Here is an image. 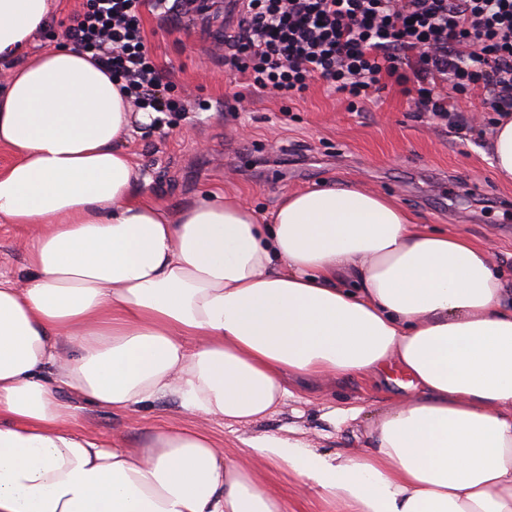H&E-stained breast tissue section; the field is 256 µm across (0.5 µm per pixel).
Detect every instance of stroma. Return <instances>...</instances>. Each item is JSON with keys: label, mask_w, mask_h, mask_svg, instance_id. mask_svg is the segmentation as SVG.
Masks as SVG:
<instances>
[{"label": "stroma", "mask_w": 512, "mask_h": 512, "mask_svg": "<svg viewBox=\"0 0 512 512\" xmlns=\"http://www.w3.org/2000/svg\"><path fill=\"white\" fill-rule=\"evenodd\" d=\"M197 23L165 15L144 18L154 54L173 73L185 111L166 124L133 132L128 148L140 180L168 208L206 191L240 197L270 213L282 195L323 184L352 185L380 193L415 223L458 231L486 247L512 289V184L499 182L491 166L489 127L479 101L466 103L474 128L455 137L410 112L406 98L389 88L371 93L363 111H349L323 86L305 100L289 102L266 90L248 94L232 109L238 87L224 72V6L198 12ZM32 230L0 224V275L23 283ZM387 377L354 376L308 382L296 397L251 425L192 417L163 399L120 414L90 405L77 411L78 431L117 446L144 442L164 423L206 430L231 457L247 459L246 439H296L326 452L366 449L374 421L384 410ZM356 408L355 419L341 411ZM259 478L278 489L289 512H329L317 492L291 471L253 464Z\"/></svg>", "instance_id": "1"}]
</instances>
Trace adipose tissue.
<instances>
[{
  "label": "adipose tissue",
  "mask_w": 512,
  "mask_h": 512,
  "mask_svg": "<svg viewBox=\"0 0 512 512\" xmlns=\"http://www.w3.org/2000/svg\"><path fill=\"white\" fill-rule=\"evenodd\" d=\"M50 9L0 0V223L36 230L24 286L0 278V512H288L206 432L122 448L75 429L78 403L247 425L291 381L391 365L415 393L372 451L250 454L336 512H512V306L488 251L348 186L287 194L266 224L217 192L163 210L128 150L153 113L74 47L26 56Z\"/></svg>",
  "instance_id": "obj_1"
}]
</instances>
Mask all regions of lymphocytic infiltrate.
<instances>
[{
    "mask_svg": "<svg viewBox=\"0 0 512 512\" xmlns=\"http://www.w3.org/2000/svg\"><path fill=\"white\" fill-rule=\"evenodd\" d=\"M182 0H83L67 39L106 66L136 109H184L169 69L158 64L144 13L169 14ZM230 78L289 101L314 84L348 104L398 87L414 111L466 136L460 103L481 100L512 114V0H243L224 41Z\"/></svg>",
    "mask_w": 512,
    "mask_h": 512,
    "instance_id": "f902f5d3",
    "label": "lymphocytic infiltrate"
}]
</instances>
